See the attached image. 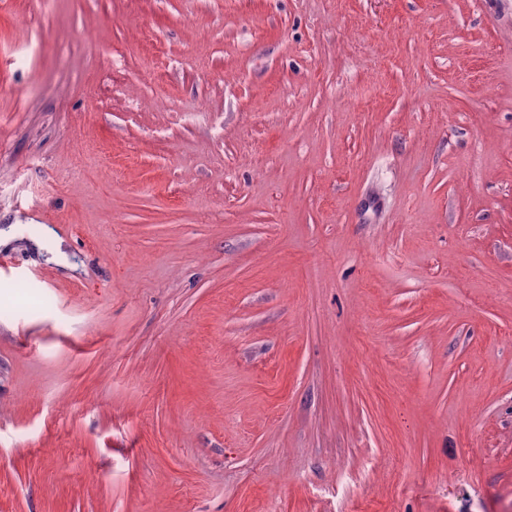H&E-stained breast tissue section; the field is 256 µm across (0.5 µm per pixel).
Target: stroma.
<instances>
[{
    "mask_svg": "<svg viewBox=\"0 0 512 512\" xmlns=\"http://www.w3.org/2000/svg\"><path fill=\"white\" fill-rule=\"evenodd\" d=\"M0 228V512H512V0H0Z\"/></svg>",
    "mask_w": 512,
    "mask_h": 512,
    "instance_id": "1",
    "label": "stroma"
}]
</instances>
